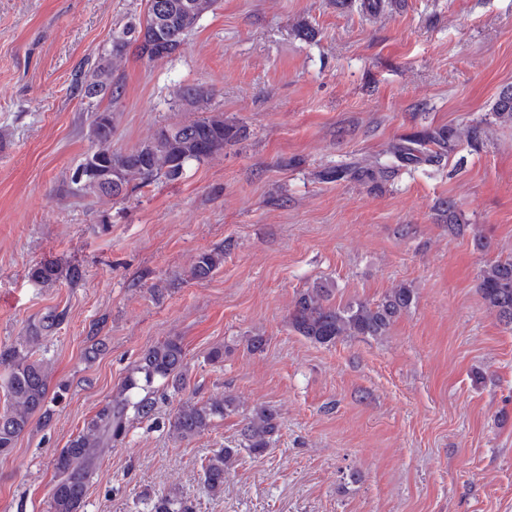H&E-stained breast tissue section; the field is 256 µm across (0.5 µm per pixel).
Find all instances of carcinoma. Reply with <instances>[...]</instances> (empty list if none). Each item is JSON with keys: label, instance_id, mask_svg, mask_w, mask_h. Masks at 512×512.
<instances>
[{"label": "carcinoma", "instance_id": "carcinoma-1", "mask_svg": "<svg viewBox=\"0 0 512 512\" xmlns=\"http://www.w3.org/2000/svg\"><path fill=\"white\" fill-rule=\"evenodd\" d=\"M172 5L174 38L163 58L171 57L178 49L182 36L191 31L199 18L211 10L216 0H195L194 12L180 11L183 0H167ZM152 10L143 20L130 23L112 36L110 48L98 55L94 80L85 85L83 97L107 98L115 103L121 96V85L112 80V61L121 57L131 45L139 44L143 30L151 28ZM495 120L512 125V86L503 88L494 105ZM244 130L224 119L222 112H207L194 119L176 122L160 128L139 146L125 151L112 150V112L95 111L89 128L92 156L99 162L105 176L113 179L117 188L108 189L95 177H74L75 191L86 195L124 198L128 192L148 186L162 178L175 181L186 168L196 162L224 151V145L242 138ZM473 142L476 129L461 134L453 127L426 129L392 146L391 154L402 164L439 163L454 152L461 138ZM397 168L348 166L331 171V177L354 181L388 180ZM224 264V249L217 247L200 252L191 269L197 282L210 278ZM31 279L41 285H52L62 279L74 282L81 277L77 267L63 268L53 262L41 263L30 272ZM480 291L488 310L497 319L512 324V258L496 259L480 271ZM330 290L324 286L309 288L300 293L291 314L293 329L306 339L321 345H332L345 336L378 337L386 333L393 321L409 311L414 304V290L400 285L375 304L357 303L334 306L329 303ZM60 317L50 313L27 328L26 343H37L52 333ZM186 349L177 336L144 350L131 373L116 395L107 400L85 421L82 430L53 458L54 478L49 490V512H84L87 493L94 475L112 445L123 440L135 420H151L156 407L167 391L185 389L188 363ZM0 370L9 407L0 412V454L14 448L34 415L47 420L50 405L63 399L66 386L50 392V373L44 359L32 357L23 347L13 345L0 349ZM236 399L226 395L204 402L191 398L183 401L168 419L169 430L181 440H190L204 433L217 418L238 411ZM280 430L277 411L261 406L253 410L240 431V438L224 444L202 462L204 487L213 495L224 490V474L242 459L260 458L271 446ZM147 512H193V506L175 489L154 495L146 503Z\"/></svg>", "mask_w": 512, "mask_h": 512}]
</instances>
